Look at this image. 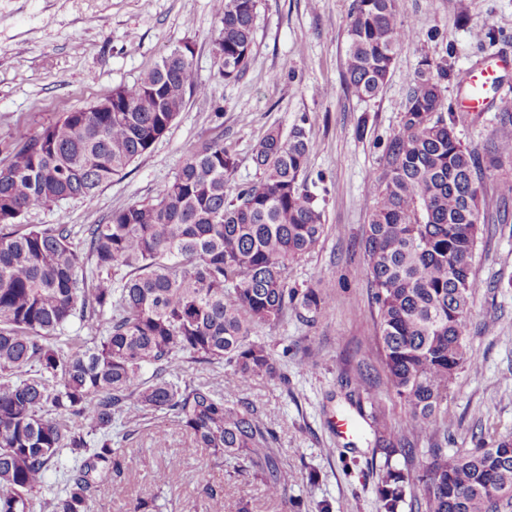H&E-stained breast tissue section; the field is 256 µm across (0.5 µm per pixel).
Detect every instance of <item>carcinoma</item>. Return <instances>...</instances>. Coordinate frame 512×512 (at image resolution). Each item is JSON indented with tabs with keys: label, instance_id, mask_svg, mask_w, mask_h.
Wrapping results in <instances>:
<instances>
[{
	"label": "carcinoma",
	"instance_id": "1",
	"mask_svg": "<svg viewBox=\"0 0 512 512\" xmlns=\"http://www.w3.org/2000/svg\"><path fill=\"white\" fill-rule=\"evenodd\" d=\"M259 0H214V49L226 82L243 77L254 45ZM401 0H353L344 80L351 95L376 98L397 49L419 25L401 18ZM448 61L424 59L408 82L399 130L379 159L366 200L368 228L361 273L374 289L386 382L405 408L404 430L429 442L398 447L386 414H370L373 452L384 458L378 512H497L512 499V438L495 448L448 455V390L458 369L478 368L465 328L480 284L473 261L481 225L505 224L485 209V181L501 176L512 194V108L479 152L458 137L463 121L447 103ZM462 83V73L454 74ZM203 93L192 52L179 49L130 88L112 92L110 112H66L38 133L19 129L0 165V512H31L32 497L54 472L62 491L49 512H90L97 478L112 473L121 496L129 434L115 421L160 413L185 431V453L212 451L225 472L260 481L285 512L292 478L261 422V407L232 401L211 384L179 373L183 362L229 369L238 391L256 379L287 380L255 329L274 327L288 310L319 315L325 297L289 285L291 265L324 234V214L307 187L310 124L273 130L257 145L256 180L236 188V160L224 140L185 158L153 199L84 224L85 255L73 225L22 224L32 207L93 197L162 137L186 98ZM79 329L68 332L73 322ZM360 405L363 373L347 381ZM73 465H62V456ZM181 479L170 461L163 486Z\"/></svg>",
	"mask_w": 512,
	"mask_h": 512
}]
</instances>
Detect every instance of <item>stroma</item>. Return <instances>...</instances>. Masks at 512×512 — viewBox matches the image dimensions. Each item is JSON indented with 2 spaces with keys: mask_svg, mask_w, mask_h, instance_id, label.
<instances>
[{
  "mask_svg": "<svg viewBox=\"0 0 512 512\" xmlns=\"http://www.w3.org/2000/svg\"><path fill=\"white\" fill-rule=\"evenodd\" d=\"M352 0H261L249 67L224 81L213 53V0H0V162L13 148L17 127L40 132L63 113L88 107L119 87L133 86L183 43L205 94L188 97L169 130L129 168L90 199L62 207H34L26 224H95L113 211L155 196L189 151L223 136L235 157L232 185L254 181L258 141L288 131L301 116L311 123L307 185L324 212L325 233L295 262L289 283L321 289L327 303L313 322L295 314L257 328L287 382L259 379L243 391L263 406V424L278 438L294 481L290 496L327 501L332 512H377L380 457L375 436L350 415L347 378L366 372L364 406L386 413L404 438V409L386 385L378 350L376 308L365 279L356 275L368 224L365 199L388 139L398 131L409 77L421 59H447L462 71L484 62L496 68L498 94H512V0H402V19L420 21L417 37L399 47L383 92L373 100L351 96L343 82L346 16ZM492 30L493 41L477 38ZM473 274L482 288L466 334L478 370L457 372L448 390L449 453L489 448L512 436V223L485 227ZM123 475L126 495L112 494L104 477L92 512H129L137 500L157 512H211L206 494L222 487L226 512L248 503L251 512H283L259 481L228 477L209 451L182 457V479L159 487L157 473L182 456L187 438L173 422L151 415L128 425ZM165 447H156V440Z\"/></svg>",
  "mask_w": 512,
  "mask_h": 512,
  "instance_id": "1",
  "label": "stroma"
}]
</instances>
